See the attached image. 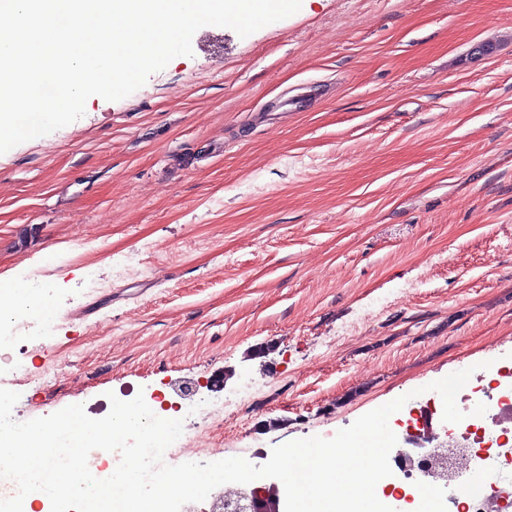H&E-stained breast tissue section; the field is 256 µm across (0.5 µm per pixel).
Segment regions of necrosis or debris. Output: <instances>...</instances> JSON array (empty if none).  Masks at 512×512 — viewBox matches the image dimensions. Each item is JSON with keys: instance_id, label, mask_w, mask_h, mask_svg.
<instances>
[{"instance_id": "1", "label": "necrosis or debris", "mask_w": 512, "mask_h": 512, "mask_svg": "<svg viewBox=\"0 0 512 512\" xmlns=\"http://www.w3.org/2000/svg\"><path fill=\"white\" fill-rule=\"evenodd\" d=\"M52 302L48 281L39 277L32 278L26 300L12 301L14 316L8 329H0V367L11 365L16 336L45 335L48 326L40 319L38 309ZM252 388L248 382L225 393L223 398L205 401L196 398L188 384L183 383L170 393L152 397L150 403L163 409L177 405L180 416L193 425L201 419L223 417L225 409L245 403ZM480 403L486 404L487 411L481 416L474 415L473 410ZM457 405L465 414L457 424L443 421V403L437 393L421 394L403 406L405 420L396 436L399 443L415 451L413 473L424 469L428 476L417 482L411 476L405 477L395 481L393 489L385 490V503L395 512L421 495L428 500V512H439L438 503L443 498L455 512H502L498 498L474 485L455 483L449 471L462 452L476 453L490 444L512 447V372L492 367L482 370L475 385L458 394Z\"/></svg>"}]
</instances>
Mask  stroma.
I'll return each instance as SVG.
<instances>
[{
    "label": "stroma",
    "mask_w": 512,
    "mask_h": 512,
    "mask_svg": "<svg viewBox=\"0 0 512 512\" xmlns=\"http://www.w3.org/2000/svg\"><path fill=\"white\" fill-rule=\"evenodd\" d=\"M192 48L0 154V282L60 295L0 381L23 420L252 379L190 431L230 457L511 368L512 0H302ZM90 263L112 285L88 295Z\"/></svg>",
    "instance_id": "35a3bbf8"
}]
</instances>
